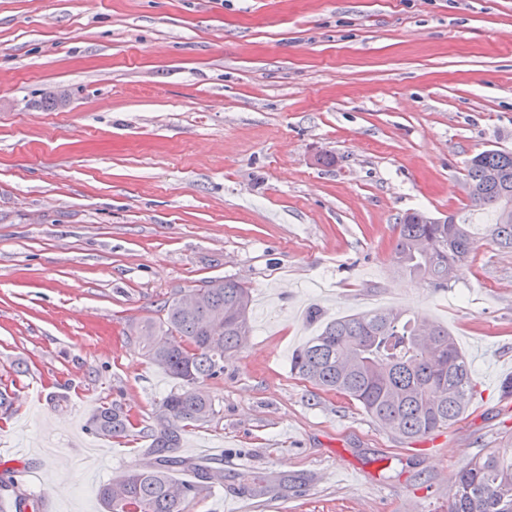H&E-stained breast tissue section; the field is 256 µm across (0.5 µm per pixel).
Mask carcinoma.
Segmentation results:
<instances>
[{
  "label": "carcinoma",
  "instance_id": "carcinoma-1",
  "mask_svg": "<svg viewBox=\"0 0 512 512\" xmlns=\"http://www.w3.org/2000/svg\"><path fill=\"white\" fill-rule=\"evenodd\" d=\"M498 174L490 183L487 175ZM467 212L431 218L413 211L399 219L396 271L446 288L477 247L473 215L490 212L486 236L512 249V152L485 150L467 163ZM206 301L185 309L180 295L164 301L159 320L130 326L146 356L181 382L159 404L153 448L180 447L181 431L214 415L206 383L224 375V359L251 333L250 288L226 278L206 281ZM293 371L324 391L358 403L381 426L404 439L425 437L461 419L473 394L472 369L448 328L404 310L378 308L325 325L292 358ZM101 437L126 435L133 423L118 403L98 407L88 423ZM192 468L199 482L173 475ZM216 475L205 463L162 455L150 466L113 474L96 490L105 512H184ZM448 512H512V448H490L455 474Z\"/></svg>",
  "mask_w": 512,
  "mask_h": 512
}]
</instances>
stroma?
<instances>
[{
	"instance_id": "obj_1",
	"label": "stroma",
	"mask_w": 512,
	"mask_h": 512,
	"mask_svg": "<svg viewBox=\"0 0 512 512\" xmlns=\"http://www.w3.org/2000/svg\"><path fill=\"white\" fill-rule=\"evenodd\" d=\"M489 149L512 151V0H0V390L48 394L0 419V494L52 474L53 512H104L180 387L127 329L227 277L253 333L174 451L224 470L185 512H446L455 472L512 443V261L481 239L435 289L392 246L405 212H463ZM377 307L454 336L476 383L457 423L405 440L292 372ZM112 400L134 427L97 438Z\"/></svg>"
}]
</instances>
